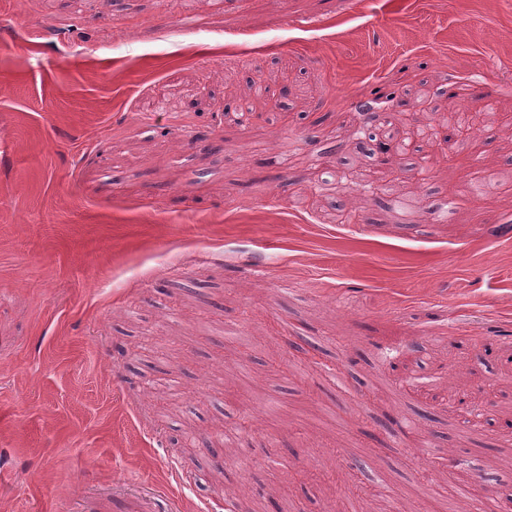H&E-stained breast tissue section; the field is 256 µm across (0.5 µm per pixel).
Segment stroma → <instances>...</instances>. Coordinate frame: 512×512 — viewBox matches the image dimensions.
<instances>
[{
	"label": "stroma",
	"instance_id": "35a3bbf8",
	"mask_svg": "<svg viewBox=\"0 0 512 512\" xmlns=\"http://www.w3.org/2000/svg\"><path fill=\"white\" fill-rule=\"evenodd\" d=\"M504 224L512 0H0V512L512 497Z\"/></svg>",
	"mask_w": 512,
	"mask_h": 512
}]
</instances>
